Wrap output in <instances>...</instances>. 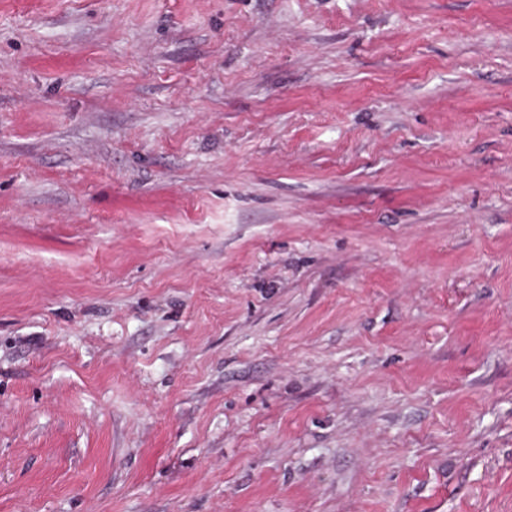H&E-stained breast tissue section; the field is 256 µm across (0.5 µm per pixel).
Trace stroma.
Masks as SVG:
<instances>
[{
	"mask_svg": "<svg viewBox=\"0 0 512 512\" xmlns=\"http://www.w3.org/2000/svg\"><path fill=\"white\" fill-rule=\"evenodd\" d=\"M0 512H512V0H0Z\"/></svg>",
	"mask_w": 512,
	"mask_h": 512,
	"instance_id": "obj_1",
	"label": "stroma"
}]
</instances>
